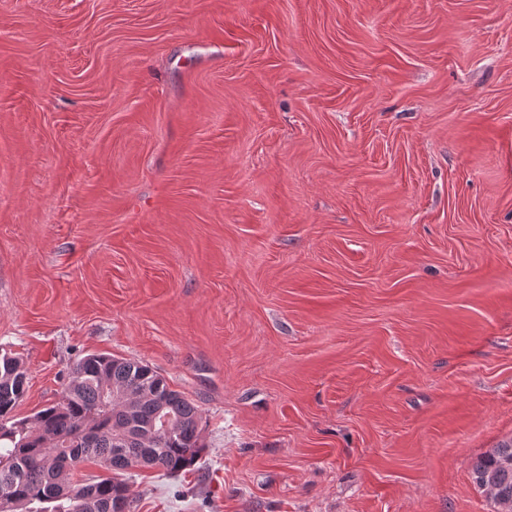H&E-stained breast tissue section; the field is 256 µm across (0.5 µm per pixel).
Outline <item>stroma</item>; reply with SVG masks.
<instances>
[{"instance_id": "obj_1", "label": "stroma", "mask_w": 512, "mask_h": 512, "mask_svg": "<svg viewBox=\"0 0 512 512\" xmlns=\"http://www.w3.org/2000/svg\"><path fill=\"white\" fill-rule=\"evenodd\" d=\"M4 351L197 406L131 512H492L512 0H0Z\"/></svg>"}]
</instances>
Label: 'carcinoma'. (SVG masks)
Returning a JSON list of instances; mask_svg holds the SVG:
<instances>
[{"label":"carcinoma","instance_id":"cac0c4a2","mask_svg":"<svg viewBox=\"0 0 512 512\" xmlns=\"http://www.w3.org/2000/svg\"><path fill=\"white\" fill-rule=\"evenodd\" d=\"M25 392L23 363L1 353L0 512H130L124 473H182L203 452L197 406L147 364L88 354L58 402L17 419ZM107 455L112 476L70 481L79 464ZM472 478L496 512H512V441L478 457Z\"/></svg>","mask_w":512,"mask_h":512}]
</instances>
